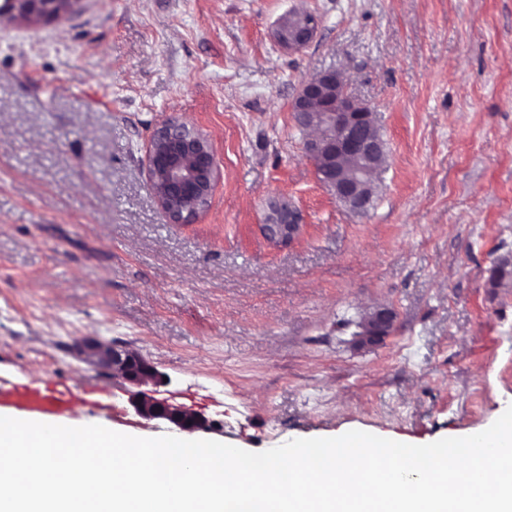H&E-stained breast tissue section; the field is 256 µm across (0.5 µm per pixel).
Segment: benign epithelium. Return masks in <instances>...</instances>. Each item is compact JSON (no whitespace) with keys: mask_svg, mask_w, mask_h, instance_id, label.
<instances>
[{"mask_svg":"<svg viewBox=\"0 0 512 512\" xmlns=\"http://www.w3.org/2000/svg\"><path fill=\"white\" fill-rule=\"evenodd\" d=\"M82 0H3L0 15L8 14L37 25L58 20L79 9ZM281 19L275 29L277 42L290 51L309 46L320 21L307 14L302 25L290 30ZM295 123L313 132L304 139L305 154L314 162L323 184L336 200L354 213L365 212L374 195V176L381 168L385 142L373 112L351 93L335 69L308 79L292 103ZM148 182L158 207L171 224H191L209 206L220 180L212 145L196 127L176 119L153 129L147 151ZM270 220L279 227L277 238L299 230L297 213L284 199L270 203ZM395 315L387 309L374 311L359 325L354 345H371L390 332ZM78 358L90 367H105L113 375L138 388L132 402L142 419L167 420L183 430L205 426L204 416L157 399L144 386L160 383L155 367L134 350L110 348L98 341L76 343Z\"/></svg>","mask_w":512,"mask_h":512,"instance_id":"obj_1","label":"benign epithelium"}]
</instances>
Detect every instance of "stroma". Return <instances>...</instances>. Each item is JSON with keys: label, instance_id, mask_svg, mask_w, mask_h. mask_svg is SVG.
Here are the masks:
<instances>
[{"label": "stroma", "instance_id": "obj_1", "mask_svg": "<svg viewBox=\"0 0 512 512\" xmlns=\"http://www.w3.org/2000/svg\"><path fill=\"white\" fill-rule=\"evenodd\" d=\"M313 43L283 48L292 11ZM341 71L387 160L366 213L303 151L302 84ZM174 118L221 178L194 223L154 202L146 154ZM300 215L268 239L270 199ZM395 314L356 347L365 314ZM138 351L156 398L199 439L262 452L360 430L428 444L512 405V0H85L74 17L0 16V378L78 386L72 411L165 435L132 386L74 342ZM302 25L296 29L289 30L284 26L286 18H282L275 29V38L284 48L297 51L309 46L317 35L320 21L317 16L307 12ZM135 413L142 419L167 420L183 430L203 428L206 419L201 414L189 412L182 407L157 399L151 391L138 390L132 402Z\"/></svg>", "mask_w": 512, "mask_h": 512}]
</instances>
